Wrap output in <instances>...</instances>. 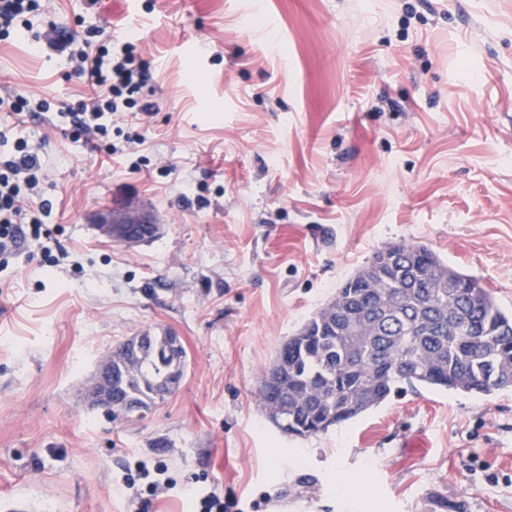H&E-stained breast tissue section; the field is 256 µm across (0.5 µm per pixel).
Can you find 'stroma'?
Instances as JSON below:
<instances>
[{
  "label": "stroma",
  "mask_w": 512,
  "mask_h": 512,
  "mask_svg": "<svg viewBox=\"0 0 512 512\" xmlns=\"http://www.w3.org/2000/svg\"><path fill=\"white\" fill-rule=\"evenodd\" d=\"M0 40V158L39 149L31 205L64 253L0 268V512H140L124 467L163 459L152 512L203 482L242 512H512V391L403 389L290 437L256 401L278 346L384 245H426L512 312V0H46ZM136 37L150 114L112 150L65 135L91 90L76 19ZM50 102L14 112V93ZM144 136V145L133 144ZM135 207L159 226L101 234ZM173 330L188 356L143 418L89 407L108 348ZM360 481L344 502L339 476Z\"/></svg>",
  "instance_id": "stroma-1"
}]
</instances>
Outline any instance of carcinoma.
Listing matches in <instances>:
<instances>
[{
	"instance_id": "1",
	"label": "carcinoma",
	"mask_w": 512,
	"mask_h": 512,
	"mask_svg": "<svg viewBox=\"0 0 512 512\" xmlns=\"http://www.w3.org/2000/svg\"><path fill=\"white\" fill-rule=\"evenodd\" d=\"M112 356V406L140 418L186 368L184 347ZM477 396L512 390V313L480 280L435 251L393 243L374 253L336 296L288 337L257 397L284 433L307 437L382 404L402 385Z\"/></svg>"
}]
</instances>
